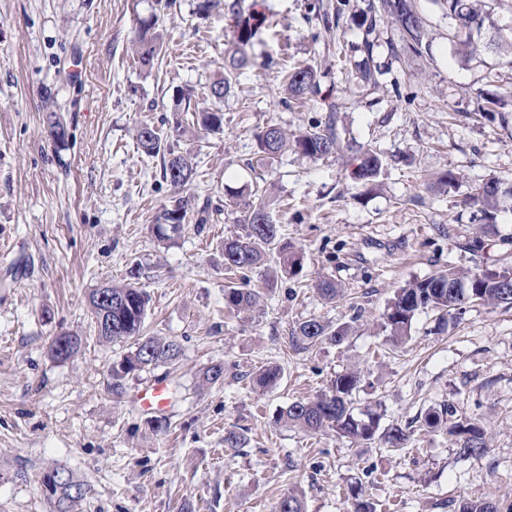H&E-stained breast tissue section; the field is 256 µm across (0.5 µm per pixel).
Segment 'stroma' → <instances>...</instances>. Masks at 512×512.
Returning a JSON list of instances; mask_svg holds the SVG:
<instances>
[{
    "instance_id": "1",
    "label": "stroma",
    "mask_w": 512,
    "mask_h": 512,
    "mask_svg": "<svg viewBox=\"0 0 512 512\" xmlns=\"http://www.w3.org/2000/svg\"><path fill=\"white\" fill-rule=\"evenodd\" d=\"M245 2L273 25L221 104L223 131L208 133L176 111V97L189 89L193 102L211 105L209 85L234 38L230 18L176 0L160 15V57L148 71L132 61V38L154 0H0V512H50L38 479L55 463L87 483L84 512H182L187 502L198 512H272L292 490L306 512H350L354 490L377 512H445L463 497L512 503V310L476 307L447 322L425 311L399 346L381 325L406 281L512 255V204L475 257L462 247L472 212L422 184L448 170L465 194L482 179L512 178V125L499 124L503 115L512 122V66L486 48L488 28L478 51L460 57L438 0H412L421 49L378 13L382 74L365 85L343 55L361 41L369 0H331L342 18L329 29L317 0ZM303 61L318 71V94L283 100L277 75ZM491 98L502 100L500 112L488 111ZM49 99L67 127L62 147L48 132ZM333 106L339 127L381 154V175L371 186L352 180L349 150L326 160L284 153L264 177L283 237L306 253L303 271L265 291L256 310L229 312L221 245L242 226L225 188L250 196L260 128L302 131ZM143 121L194 156L187 192L213 209L209 223H187L167 242L151 226L174 191L160 158L137 147L132 128ZM133 269L150 295L146 333L176 338L183 355L116 393L110 366L131 345L98 341L88 296ZM323 276L344 298L319 295ZM311 316L352 319L356 331L339 346L294 350L291 333ZM61 332L82 338L64 362L49 354ZM218 361L224 383L198 388L199 370ZM269 363L282 369L278 385L255 389L254 373ZM353 367L363 375L353 400L381 403V428L451 404L480 422L489 453L460 457L441 429L394 451L275 424L281 408ZM160 383L170 426L156 432L139 396ZM229 428L246 432V448H225Z\"/></svg>"
}]
</instances>
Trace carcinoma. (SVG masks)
<instances>
[{
    "label": "carcinoma",
    "mask_w": 512,
    "mask_h": 512,
    "mask_svg": "<svg viewBox=\"0 0 512 512\" xmlns=\"http://www.w3.org/2000/svg\"><path fill=\"white\" fill-rule=\"evenodd\" d=\"M244 0H199L197 12L209 14L216 9L231 15L236 28L235 40L230 48L228 64L224 74L212 81L209 93L220 102L231 93L234 72L252 64V40L261 28L270 26L268 18L257 16L243 9ZM442 6L448 11V18L455 23L453 38L456 39L459 54L467 57L478 50L471 33L472 26L479 22L495 32V52L502 55L503 63L512 66V23L502 24L483 9L480 0H443ZM383 11L399 27L407 40L421 46L425 37L422 21L411 0H379L368 4L363 14L365 25L361 51L366 60L356 64L358 79L364 84L376 83L380 70L371 67L376 40L372 38L375 25L368 21V13ZM158 22L153 13L139 21L135 33L137 62L143 68L154 66L158 56V35L152 32ZM283 88L289 97L309 99L318 94L317 72L313 66L299 64L283 77ZM192 97H182L184 111L194 110L196 123L206 131H219L224 127V112L221 109L191 108ZM335 107H330L325 120L309 130L288 138V134L274 123L268 124L256 134L259 168L273 164L288 149L311 159H325L351 147L350 142L339 130L334 116ZM134 137L141 151L151 157L161 156L162 176L176 190L184 188L192 179L195 169L189 152H177L164 144L154 126L141 122L134 127ZM383 161L380 154L370 148L356 149V165L353 179L362 184L374 181L381 173ZM512 197V181L492 176L471 187V191L456 201V206L473 211L479 228L469 237L462 248L478 255L486 248L485 237L494 225L495 214L501 205ZM209 202L195 206L192 200L177 197L172 205L162 208L155 217L153 233L161 241H169L184 230L187 217L195 223L209 221ZM239 223L242 233L224 238L221 246L224 270L240 276L241 282L230 281L224 285V307L237 312H250L261 300V292L245 282L247 273L264 265L267 256L277 255V265L272 277L279 275L293 278L304 268L302 249L281 238L278 224L267 207L266 198L257 202H245L241 209ZM512 276V265L476 266L461 272L453 268L441 269L423 278H414L395 289L382 314V326L389 331L395 344L405 342L417 315L432 310L443 319L451 316L461 318L474 305H487L512 309V288H504L505 279ZM95 319L98 338L106 342L133 341V350L120 360L112 363L110 374L112 389L123 388L124 381L142 372H151L159 367L172 365L182 356L181 343L170 337L147 336L144 334L148 314L149 295L137 282H106L94 289L89 296ZM351 322L328 323L316 317H309L297 324L292 331V344L298 350H307L323 344L341 345L353 333ZM81 339L73 334L61 333L50 345L54 358L64 361L79 349ZM277 366H266L258 370L256 383L261 387H272L280 379ZM199 386L210 387L224 383V364L208 365L198 375ZM361 376L355 370L336 373L325 391L313 399H297L283 408L276 419L291 428L305 433L326 430L352 442L372 445L383 441L389 448L401 450L407 447L417 431L436 428L448 422V434L452 436L457 453L463 457L481 458L489 452L486 434L474 420L457 417L456 408L450 404L439 411L421 414L405 425H393L379 431L382 415L377 410L354 406L353 393L359 389ZM248 437L242 431H224V447L244 448ZM61 474L59 486L47 496L53 512H82L87 498V485L70 468L55 465L43 476ZM448 512H512V505L503 511L495 502L487 499H462L446 504ZM275 512H306L302 497L293 492L283 496L275 506Z\"/></svg>",
    "instance_id": "carcinoma-1"
}]
</instances>
